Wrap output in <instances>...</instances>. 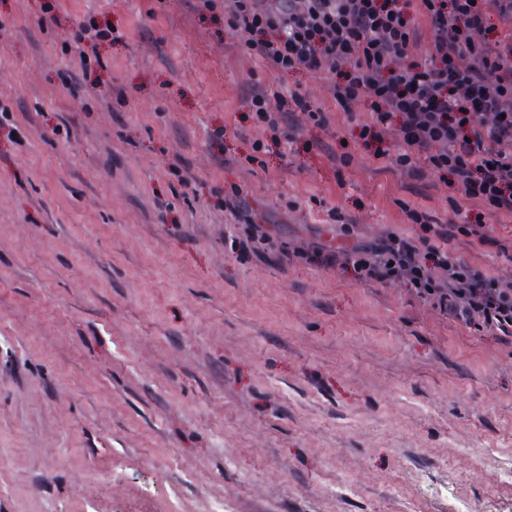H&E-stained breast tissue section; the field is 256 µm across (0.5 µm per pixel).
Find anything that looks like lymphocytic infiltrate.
<instances>
[{
    "label": "lymphocytic infiltrate",
    "instance_id": "f902f5d3",
    "mask_svg": "<svg viewBox=\"0 0 512 512\" xmlns=\"http://www.w3.org/2000/svg\"><path fill=\"white\" fill-rule=\"evenodd\" d=\"M223 12L243 50L279 77L328 76L329 99L342 111L367 112L357 137L375 159L412 180H438L448 205L476 204L474 218L440 222L409 207L416 236L387 232L368 242L346 224L343 245L302 249L309 265L336 268L360 284H400L446 318L512 338V277L470 264L452 239L495 249L512 262V245L490 235L486 217L512 218V0H197ZM432 30L418 59L419 17ZM245 117L262 129L254 153L298 142L303 125L328 126L331 114L299 90L253 88ZM398 130L404 152L385 133Z\"/></svg>",
    "mask_w": 512,
    "mask_h": 512
}]
</instances>
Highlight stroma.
I'll list each match as a JSON object with an SVG mask.
<instances>
[{
  "label": "stroma",
  "mask_w": 512,
  "mask_h": 512,
  "mask_svg": "<svg viewBox=\"0 0 512 512\" xmlns=\"http://www.w3.org/2000/svg\"><path fill=\"white\" fill-rule=\"evenodd\" d=\"M53 5L0 0V512H512V339L233 252L218 206L241 186L292 248L339 240L331 208L367 239L415 234L404 205L447 220V187L383 170L363 107L277 80L193 0ZM91 24L116 35L94 88L67 77ZM280 82L331 123L248 163V88Z\"/></svg>",
  "instance_id": "stroma-1"
}]
</instances>
